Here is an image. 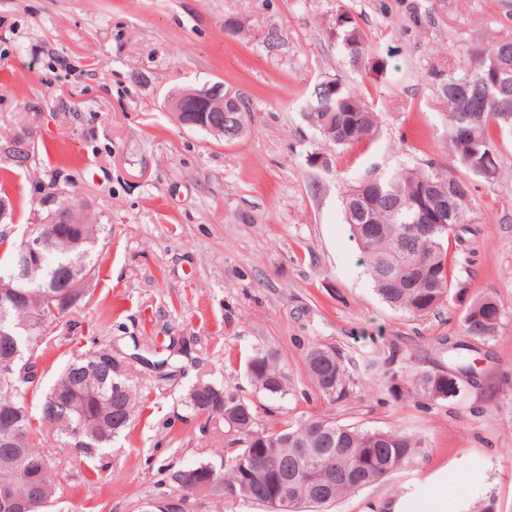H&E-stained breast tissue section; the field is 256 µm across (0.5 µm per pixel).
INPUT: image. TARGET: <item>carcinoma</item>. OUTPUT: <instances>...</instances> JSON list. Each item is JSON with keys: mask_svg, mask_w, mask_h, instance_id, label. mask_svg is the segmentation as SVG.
Returning a JSON list of instances; mask_svg holds the SVG:
<instances>
[{"mask_svg": "<svg viewBox=\"0 0 512 512\" xmlns=\"http://www.w3.org/2000/svg\"><path fill=\"white\" fill-rule=\"evenodd\" d=\"M346 64L356 70L369 65L373 49L363 32L345 11L336 16L334 29ZM505 63L508 73L502 76L490 96L476 97L473 93L451 95L450 80L467 82L469 65L446 76L439 75V90L447 102L448 151L469 178L465 179L430 162L427 167L409 172L374 175L373 181L362 180L349 187L343 198L346 223L357 240L365 271L377 295L394 309L410 317H420L438 308L443 299H435L422 288H407L401 264L409 256L428 270L439 284L440 293L448 294L452 287V266L456 257L449 256L450 238L460 239L466 231L473 210L471 180L494 181L500 168H494L490 178L484 175L480 159L472 151L467 136L454 133V126L468 112H484V124L475 127L477 138L498 145L512 139V37L509 38ZM306 121L326 139L339 147H349L371 137L379 123L380 113L346 88L336 95V103H321L318 112L305 113ZM430 184L443 193L453 191L459 196L461 218L451 217L447 224H436L421 238L413 233L417 223V202ZM367 225L376 227L375 237L365 236ZM101 225L83 222L73 228L74 237L52 251L44 261V282L41 288H19L15 301L8 307L0 304V318L15 327V339L22 348L38 351L48 337L56 333L66 313L53 314L49 307L50 294L63 282V266L88 262L93 273L99 253ZM497 302L483 296L471 304L472 313L464 319L466 332L478 339L497 336L483 326L481 317ZM249 362L258 372L251 378L259 391L270 400L288 395L287 378L277 353L258 348ZM307 372L316 388L328 399L336 400L346 391L347 370L337 353L322 347H312L305 356ZM441 370H419L412 374L411 390L427 400H447L448 384ZM120 383L118 390L115 383ZM185 402L194 416L204 419V425L217 418L221 403L247 410L241 417L224 420V467L226 473L217 475L218 484L241 493L242 467L252 464L255 439H264V447L288 469L294 480L288 484V500L292 509L306 505L315 493L322 494L316 507L324 509L336 502L382 481L386 473L412 465L419 441L400 429L391 431L362 430L342 424L329 417L316 415L294 424L283 422L276 427L259 423L254 406L232 389L208 379ZM40 382L18 374L0 372V486L9 485L20 491L32 482L45 493L27 502V512H46L56 499L52 478V460L37 449L35 439L42 424L55 426L58 440L68 448H76L93 459L112 448L113 440L126 430L136 412L138 397L128 380L114 372L89 366L88 358L69 361L44 392L40 404L39 424L28 403V396L39 388ZM124 407L125 420H114L115 407ZM18 438L21 444L5 447V442ZM304 448L302 455L296 448ZM355 462L363 464L358 480L346 478L343 471Z\"/></svg>", "mask_w": 512, "mask_h": 512, "instance_id": "obj_1", "label": "carcinoma"}]
</instances>
